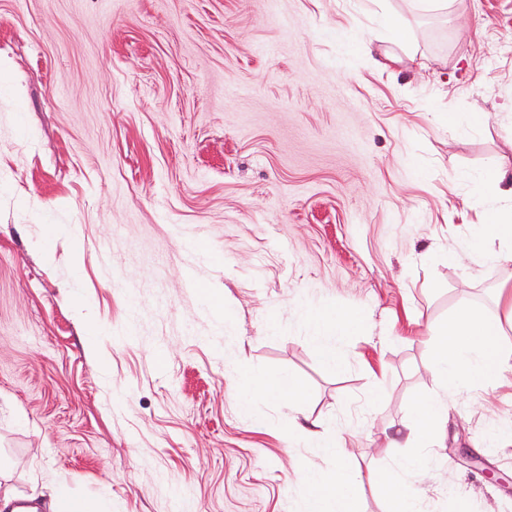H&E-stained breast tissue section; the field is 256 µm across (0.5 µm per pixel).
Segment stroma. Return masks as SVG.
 Masks as SVG:
<instances>
[{
	"label": "stroma",
	"mask_w": 512,
	"mask_h": 512,
	"mask_svg": "<svg viewBox=\"0 0 512 512\" xmlns=\"http://www.w3.org/2000/svg\"><path fill=\"white\" fill-rule=\"evenodd\" d=\"M499 161L512 0H0V462L17 499L61 480L108 512H301L309 468L397 467L382 446L428 392L448 419L425 512H512V441L486 439L512 425V372L447 392L429 370L455 306L491 314L512 287V266L464 257ZM314 309L365 318L330 341L341 368L309 340ZM241 353L303 403L243 414ZM314 422L338 457L293 437Z\"/></svg>",
	"instance_id": "35a3bbf8"
}]
</instances>
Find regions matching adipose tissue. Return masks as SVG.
<instances>
[{
	"label": "adipose tissue",
	"mask_w": 512,
	"mask_h": 512,
	"mask_svg": "<svg viewBox=\"0 0 512 512\" xmlns=\"http://www.w3.org/2000/svg\"><path fill=\"white\" fill-rule=\"evenodd\" d=\"M472 250L481 258L501 263L512 262V217L503 218L500 211L489 210L485 224L479 226ZM498 304L503 316L478 313L472 306H459L447 322L437 328L431 371L443 387L454 390L464 383L482 384L501 371L512 369V346L503 340V321L512 322V293L500 292ZM363 324L361 315L326 309L311 317V341L322 347L329 363H336V353L327 348V339L344 333H356ZM237 374L246 390L239 405L249 411L255 398L298 402L305 390L294 377L280 375L266 378L245 359L236 362ZM447 414V406L431 395L418 397L407 420L403 440H388L385 449L393 451L405 445L407 453L400 469L369 471L361 476L343 467L322 472L308 469L304 475L310 487L306 512H358V494L363 482L384 488L388 494L387 512H420L422 497L413 488V480L424 466L425 453Z\"/></svg>",
	"instance_id": "1"
}]
</instances>
